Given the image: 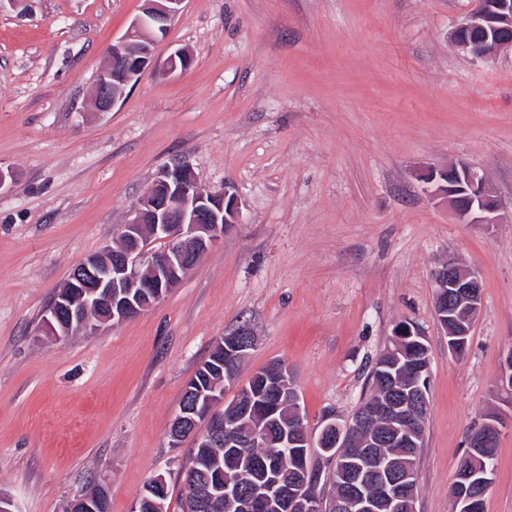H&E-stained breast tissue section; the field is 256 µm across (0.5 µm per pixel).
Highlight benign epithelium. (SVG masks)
<instances>
[{"label": "benign epithelium", "instance_id": "7a95c632", "mask_svg": "<svg viewBox=\"0 0 512 512\" xmlns=\"http://www.w3.org/2000/svg\"><path fill=\"white\" fill-rule=\"evenodd\" d=\"M184 0H146L126 32L107 50L101 68V81L94 85L91 108L94 112H110L124 98L127 87L147 70L153 60L152 44L164 36L182 10ZM512 22V0H480L477 8L451 31L453 41L475 58L494 56L512 40L502 37ZM429 181L439 179L437 191L448 202L459 221L465 224L499 223V205L486 188L483 177L466 164L443 171L429 170ZM241 221V203L229 190L206 192L198 184L194 172L181 158H174L158 172L151 188L142 195L122 225L121 240L125 247L109 249L94 255L70 274L67 288L56 296V307L44 314L45 330L56 335L71 333V326L95 331L101 327L114 328L142 311L157 305L164 296L183 280L192 268L195 256L213 249L224 238V233ZM150 229L154 238L166 243L161 252H152L142 246L144 229ZM437 288L434 311L439 324L448 335V351L462 355L467 347L470 328L482 306V289L478 272L450 257L439 264L433 273ZM460 297L466 302L467 315L458 320L452 311H444L442 302ZM249 332L239 330L232 338H220L217 349L224 359L234 361L247 356L254 341ZM184 392L197 393L195 402H180L179 410L168 431L170 446L176 448L188 431L196 433L197 442L208 444L224 440V447L237 448L234 439L241 422L253 403L251 394L239 395L232 404L234 413L215 416L199 405L215 407L224 402L213 393L196 392L187 387ZM263 403L269 413L290 405L288 430L282 442L289 448L301 446L317 448L321 458L336 461L338 449L354 445L363 425L371 418H388L392 434L403 433L404 415L387 403H372L359 414L348 419L334 413L322 416L317 427L306 422L297 391L283 370L280 383L267 388ZM501 424L497 416L486 414L469 427L467 438L486 442L499 436ZM495 465L491 462L479 470L463 468L454 484L460 512H474L477 502L488 491ZM377 477L376 495L387 499L393 512H413L403 496L405 485L417 483L415 467L395 470L378 462L370 466L366 460L357 464L355 483L361 489ZM165 481L153 479L147 487L156 500L155 512H166ZM191 497L213 507L224 506L228 512H323L324 498L315 488V479L308 470L298 471L296 481L283 485L274 477L255 493L242 496L233 481L189 486ZM339 512H373V500L363 493L348 498H335Z\"/></svg>", "mask_w": 512, "mask_h": 512}]
</instances>
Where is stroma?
<instances>
[{
    "instance_id": "1",
    "label": "stroma",
    "mask_w": 512,
    "mask_h": 512,
    "mask_svg": "<svg viewBox=\"0 0 512 512\" xmlns=\"http://www.w3.org/2000/svg\"><path fill=\"white\" fill-rule=\"evenodd\" d=\"M143 5L0 6V494L64 512L96 478L110 512H131L160 474L181 512L189 449L167 434L217 339L249 325L242 378L286 363L314 426L352 415L406 321L430 355L415 510L452 512L468 426L512 418V47L477 60L453 43L477 0H184L125 99L87 111ZM179 49L191 63L169 71ZM175 156L238 197L240 224L121 326L45 335L71 270L115 244ZM460 163L483 174L499 223H460L419 178ZM450 255L482 283L459 359L434 312ZM484 512H512V427Z\"/></svg>"
}]
</instances>
